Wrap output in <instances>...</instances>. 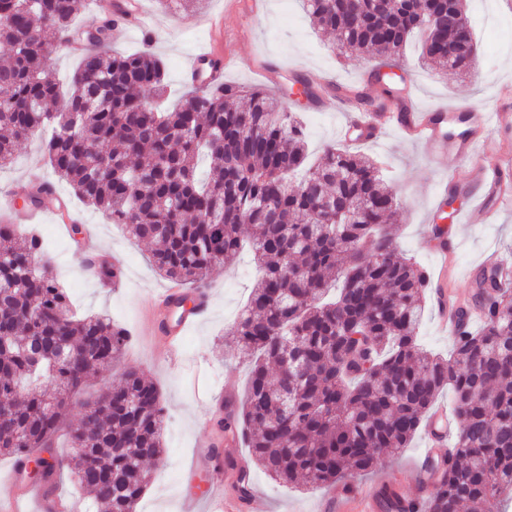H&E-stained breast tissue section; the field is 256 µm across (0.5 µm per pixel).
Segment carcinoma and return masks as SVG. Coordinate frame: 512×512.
Wrapping results in <instances>:
<instances>
[{
  "label": "carcinoma",
  "instance_id": "1",
  "mask_svg": "<svg viewBox=\"0 0 512 512\" xmlns=\"http://www.w3.org/2000/svg\"><path fill=\"white\" fill-rule=\"evenodd\" d=\"M339 48L400 56L417 21L421 53L467 71L471 33L448 24L466 0H304ZM77 0H0V167L51 128L48 163L86 204L155 244L151 264L189 288L232 264L242 242L262 270L229 335L251 359L241 418L256 465L282 484L344 483L410 444L450 388L462 424L435 491L408 512H503L512 500V290L495 271L475 281L479 330L448 357L419 347L425 271L397 256L387 220L396 196L370 159L331 148L308 159L303 126L268 92L216 85L154 106L166 70L151 53H113L111 22L82 33L84 53L62 97L44 35L75 38ZM205 155L209 169L198 170ZM39 184L27 205L53 193ZM126 331L78 318L37 237L0 224V455L67 475L107 512H136L148 463L163 456V407L137 368L101 388L52 438L71 395L117 358Z\"/></svg>",
  "mask_w": 512,
  "mask_h": 512
}]
</instances>
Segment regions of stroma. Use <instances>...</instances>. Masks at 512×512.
Wrapping results in <instances>:
<instances>
[{
    "label": "stroma",
    "mask_w": 512,
    "mask_h": 512,
    "mask_svg": "<svg viewBox=\"0 0 512 512\" xmlns=\"http://www.w3.org/2000/svg\"><path fill=\"white\" fill-rule=\"evenodd\" d=\"M143 12L154 23L152 35L113 26L109 47L117 53L147 50L160 58L166 68L168 106L177 105L189 91L184 77L187 57L210 43L206 20L221 14L225 50L241 58L242 66L225 72L224 80L233 86H264L273 96L285 97L291 82L316 80L330 72L338 85L363 89L377 96L383 80L394 87L411 86L420 105L426 108L454 106L469 102L477 107L491 103L502 85H512V53L502 52V44L512 43V12L501 0H468L466 15L476 43L475 64L459 74L422 64L416 43H409L403 56L390 64L355 51H338L332 35L315 29L302 0H264L262 10L247 18L227 7L228 0H183L163 8L158 0H138ZM275 61L280 70L270 83H262L260 64ZM298 112L304 116L311 158L340 147L339 127L343 114L339 107L323 108L319 100L300 99ZM357 152L376 158L392 188L398 211L392 216L396 252L416 261L428 274L440 269V259L428 239L431 209L437 196L454 190L457 211H466L473 199L467 174L452 154L428 156L418 144L405 141L392 132L384 140L356 144ZM41 138L22 143L12 165L0 169V193L21 200L36 177L50 176ZM56 189L82 221V232L70 235L49 213L26 222L24 213L0 212V223L17 225L21 233H35L42 239L49 270L66 288L71 309L80 315L108 314L128 333V343L108 371L92 377L84 393L73 397L65 422H77L90 394L99 386L118 379L129 367H137L159 388L164 408L162 461L151 464L150 482L136 506V512H182L184 496L202 498L211 483L224 479L223 472L201 471L193 482H186L185 467L202 438H217L222 430L207 427L203 419L212 394L232 388L243 395L248 381V364L225 331L245 304L259 270L249 252H242L236 265L216 268L210 276L213 307L206 320L184 339L180 365L168 361L166 345L149 333L148 311L160 289L168 281L157 274L149 257L152 244L136 241L124 225L112 223L102 211L77 199L70 186L57 182ZM454 253V274L448 288L457 296L471 297L474 279L485 255L512 267V211L488 215L479 224L459 226ZM117 262L122 270L116 288L100 287L84 267L100 258ZM429 443L417 433L407 448L379 462L360 477L361 483L379 482L385 475L398 477L402 493L412 500L420 495L411 474L424 456ZM251 480L263 497L267 512H317L318 502L328 494L325 486L282 485L270 480L259 468H252Z\"/></svg>",
    "instance_id": "stroma-1"
}]
</instances>
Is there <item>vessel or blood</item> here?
I'll return each mask as SVG.
<instances>
[{
	"label": "vessel or blood",
	"instance_id": "b4317fda",
	"mask_svg": "<svg viewBox=\"0 0 512 512\" xmlns=\"http://www.w3.org/2000/svg\"><path fill=\"white\" fill-rule=\"evenodd\" d=\"M213 66L212 77H223L225 70L233 65L232 54L222 52L211 45L194 53L186 72L196 76L203 63ZM345 122L342 133L347 142L357 144L381 136L392 129L405 139L422 144L428 153L453 152L467 163L469 180L476 186L477 193L471 210L461 218L462 223H478L480 216L512 207V186L505 176L512 171V160L503 157H489L482 148L490 135L512 130V100L488 110H478L471 105L437 107L428 111L417 107L408 89H401L398 100L389 111L368 112L359 109L351 99H344ZM456 123L461 132L455 138H448L444 128L448 123ZM182 285L174 283L158 296L153 330L165 340L169 349H177L183 336L210 314L212 292L204 288L198 290L192 303H182ZM436 316L446 334H455L458 325L472 324L480 312L476 308L452 302L445 289L433 290ZM457 430L454 413L447 404L441 403L433 409L426 427L430 450L425 454V463L419 472V485L422 492H429L439 482L442 465L437 447L447 446ZM223 448L228 461L241 466L240 442L234 437L226 440L201 441L197 444L187 479H194L196 470L207 468L216 457V448ZM24 470L13 466L6 486L0 487V512H18V504L27 486L23 480ZM211 512H262L256 496L241 497L240 494H227L219 485H211L205 495ZM408 500L399 489L397 480L390 479L374 488H353L343 491L338 500H327L322 504V512H407Z\"/></svg>",
	"mask_w": 512,
	"mask_h": 512
}]
</instances>
